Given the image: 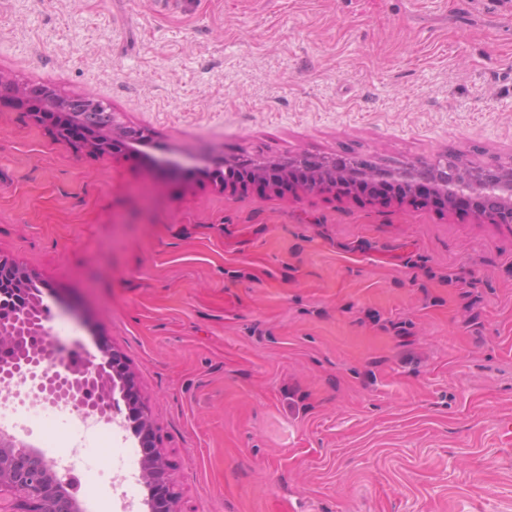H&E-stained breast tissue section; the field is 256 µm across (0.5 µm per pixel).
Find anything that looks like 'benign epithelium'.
<instances>
[{"label": "benign epithelium", "instance_id": "benign-epithelium-1", "mask_svg": "<svg viewBox=\"0 0 512 512\" xmlns=\"http://www.w3.org/2000/svg\"><path fill=\"white\" fill-rule=\"evenodd\" d=\"M96 107L98 102L90 95L67 96L39 84L19 83L0 72V112L22 113L77 152L108 156L112 144L123 140L127 150L149 157L150 137L144 130L117 123L111 112L87 119L86 110ZM294 163L293 159L286 165L260 163L249 177L262 182L270 170L287 177ZM380 180L401 184L416 194L423 192L444 208H454L455 197L466 196L474 201L476 222L512 224V170L490 179L464 165L457 174L441 177L422 167L380 173L344 169L333 161L324 163L303 190L330 192L335 199L354 201L356 189ZM36 279L16 261L0 257V347L6 348L0 355V389L9 393L15 385L30 381L45 402L74 404L88 417L111 420L117 398L138 392L134 373L115 350L110 356L91 357L79 371L60 366L45 313V299L52 289L33 287ZM125 420L144 448L148 512H179L178 498L173 496L172 464L146 402L127 403ZM0 512H83V507L69 492L53 458L0 433Z\"/></svg>", "mask_w": 512, "mask_h": 512}]
</instances>
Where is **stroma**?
<instances>
[{"label": "stroma", "mask_w": 512, "mask_h": 512, "mask_svg": "<svg viewBox=\"0 0 512 512\" xmlns=\"http://www.w3.org/2000/svg\"><path fill=\"white\" fill-rule=\"evenodd\" d=\"M0 72L89 93L161 168L0 112V255L126 358L180 512H512V224L217 180L308 155L512 168V0H0ZM95 437L65 479L136 448Z\"/></svg>", "instance_id": "35a3bbf8"}]
</instances>
